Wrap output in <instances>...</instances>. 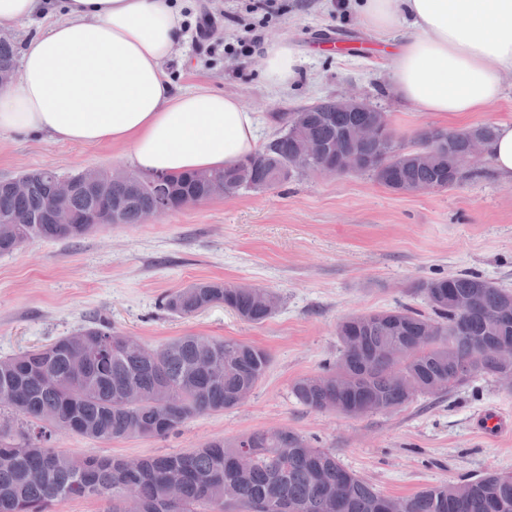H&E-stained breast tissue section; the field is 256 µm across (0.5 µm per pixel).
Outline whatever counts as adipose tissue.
<instances>
[{"label": "adipose tissue", "instance_id": "obj_1", "mask_svg": "<svg viewBox=\"0 0 512 512\" xmlns=\"http://www.w3.org/2000/svg\"><path fill=\"white\" fill-rule=\"evenodd\" d=\"M381 38L413 29L390 57L393 91L414 111L484 112L512 73V0H355ZM60 10L22 45L21 75L0 88V132L111 142L148 175L237 164L258 149L260 120L239 98L178 90L163 64L183 29L172 0H0V23ZM288 43L266 54L274 91L297 76Z\"/></svg>", "mask_w": 512, "mask_h": 512}]
</instances>
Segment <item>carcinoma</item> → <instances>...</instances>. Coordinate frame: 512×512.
I'll use <instances>...</instances> for the list:
<instances>
[{
    "label": "carcinoma",
    "mask_w": 512,
    "mask_h": 512,
    "mask_svg": "<svg viewBox=\"0 0 512 512\" xmlns=\"http://www.w3.org/2000/svg\"><path fill=\"white\" fill-rule=\"evenodd\" d=\"M15 69L12 40H0V74ZM326 98L290 112L278 136L344 143L362 168L375 158L388 170L369 169L393 192L417 186L443 190L461 178L456 158L469 138L483 144L495 124L454 129L441 149L425 143L419 130L412 145L399 141L389 115L376 112L388 133L387 145L344 138ZM312 171L286 155L271 139L241 163L165 178L170 202L184 193L205 200L224 197V180L236 182L234 198L266 191ZM57 171L24 172L30 188L23 197L0 182V254L42 241L40 219L51 210L68 214L56 240H76L93 228L91 218L118 203L121 223L141 224L157 204L153 176L129 173L114 182L98 171L99 190L53 195ZM416 293L431 314L409 307L351 316L337 328L340 355L323 374L301 377L291 386L309 410L359 418L398 410L419 395L442 396L479 377L496 378L512 366L501 362L495 342H512V290L471 274L422 280ZM215 304L242 321L261 325L282 304L261 286L239 292L221 280L199 281L169 293L164 308L190 317ZM271 364L263 348L233 338L190 334L151 346L137 336L96 322L51 344L0 359V512H61L76 499L91 500L99 512H512V473L486 472L461 482H442L408 497L385 495L346 469L336 455L283 427L257 430L232 440H212L190 452L146 456L129 465L123 458L75 456L51 446L53 431L110 442L130 437H164L196 415L237 406L245 387L256 388ZM404 383L411 396L404 398ZM177 485L181 501L169 504L165 489Z\"/></svg>",
    "instance_id": "obj_1"
}]
</instances>
